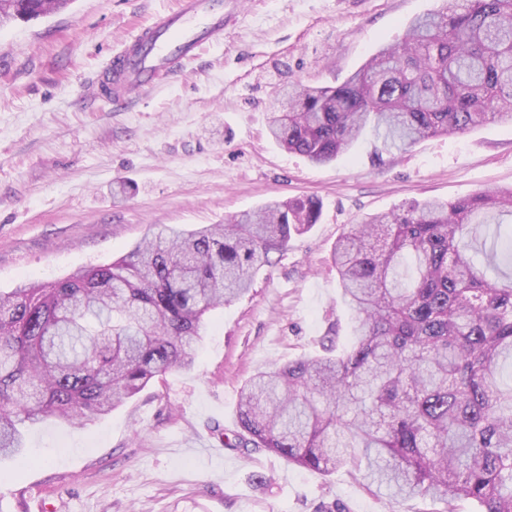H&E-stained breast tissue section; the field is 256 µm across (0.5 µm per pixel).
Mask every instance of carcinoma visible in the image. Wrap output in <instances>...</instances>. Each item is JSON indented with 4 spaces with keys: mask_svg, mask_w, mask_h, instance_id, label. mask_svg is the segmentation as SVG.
<instances>
[{
    "mask_svg": "<svg viewBox=\"0 0 512 512\" xmlns=\"http://www.w3.org/2000/svg\"><path fill=\"white\" fill-rule=\"evenodd\" d=\"M70 0H0V22ZM512 123V0H441L334 86L277 95L274 142L316 164L371 133L381 149ZM512 189L427 200L352 224L331 251L354 317L339 346L257 371L226 448L263 449L366 487L512 512ZM320 217L272 201L223 224L164 226L112 263L0 293V458L23 428L84 426L192 366L207 314ZM495 227L491 247L479 245Z\"/></svg>",
    "mask_w": 512,
    "mask_h": 512,
    "instance_id": "obj_1",
    "label": "carcinoma"
}]
</instances>
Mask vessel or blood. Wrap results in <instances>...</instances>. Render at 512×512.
<instances>
[{"label": "vessel or blood", "mask_w": 512, "mask_h": 512, "mask_svg": "<svg viewBox=\"0 0 512 512\" xmlns=\"http://www.w3.org/2000/svg\"><path fill=\"white\" fill-rule=\"evenodd\" d=\"M225 8L224 0H179L175 12L137 29L113 49L98 77L100 91L120 104L132 90L154 88L177 74L203 48L223 40Z\"/></svg>", "instance_id": "vessel-or-blood-1"}]
</instances>
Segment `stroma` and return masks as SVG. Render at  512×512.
<instances>
[{
  "mask_svg": "<svg viewBox=\"0 0 512 512\" xmlns=\"http://www.w3.org/2000/svg\"><path fill=\"white\" fill-rule=\"evenodd\" d=\"M177 0H71L0 27V290L106 265L162 225L220 224L271 200L311 198L313 228L250 293L209 316L191 369L152 382L94 424L26 430V461L0 459V512H438L264 450L224 447L257 370L340 341L352 319L330 252L350 224L429 198L512 188V124L429 137L403 152L371 139L315 164L276 146L267 114L284 85L340 84L438 0H245L186 67L125 107L89 81L112 49ZM265 483H257L256 475Z\"/></svg>",
  "mask_w": 512,
  "mask_h": 512,
  "instance_id": "stroma-1",
  "label": "stroma"
}]
</instances>
